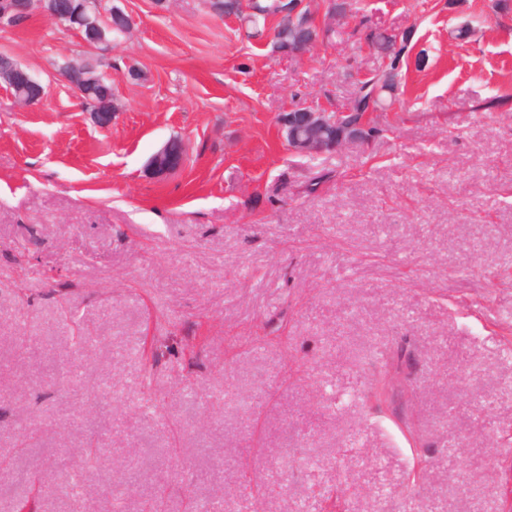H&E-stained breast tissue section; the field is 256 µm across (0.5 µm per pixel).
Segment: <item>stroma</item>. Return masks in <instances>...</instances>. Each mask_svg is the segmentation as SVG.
<instances>
[{
    "instance_id": "1",
    "label": "stroma",
    "mask_w": 512,
    "mask_h": 512,
    "mask_svg": "<svg viewBox=\"0 0 512 512\" xmlns=\"http://www.w3.org/2000/svg\"><path fill=\"white\" fill-rule=\"evenodd\" d=\"M115 3L134 25L99 53L106 124L60 72L76 32L0 24L46 90L0 86V457L39 433L0 512H145L162 485L166 512H512V0H357L333 24L308 0L332 31L301 56L208 0ZM366 28L412 34L379 136L290 153L281 112L340 111L382 65ZM174 137L182 166L154 174ZM394 358L408 392L367 398ZM93 434L66 493L52 462Z\"/></svg>"
}]
</instances>
